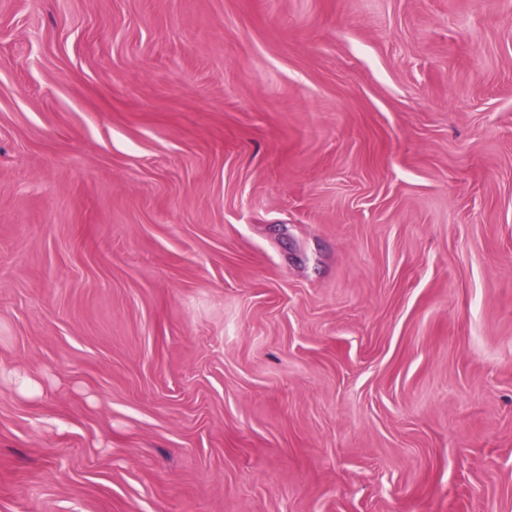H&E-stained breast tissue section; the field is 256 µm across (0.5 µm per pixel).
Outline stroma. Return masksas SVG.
Here are the masks:
<instances>
[{
    "label": "stroma",
    "mask_w": 512,
    "mask_h": 512,
    "mask_svg": "<svg viewBox=\"0 0 512 512\" xmlns=\"http://www.w3.org/2000/svg\"><path fill=\"white\" fill-rule=\"evenodd\" d=\"M0 512H512V0H0Z\"/></svg>",
    "instance_id": "obj_1"
}]
</instances>
